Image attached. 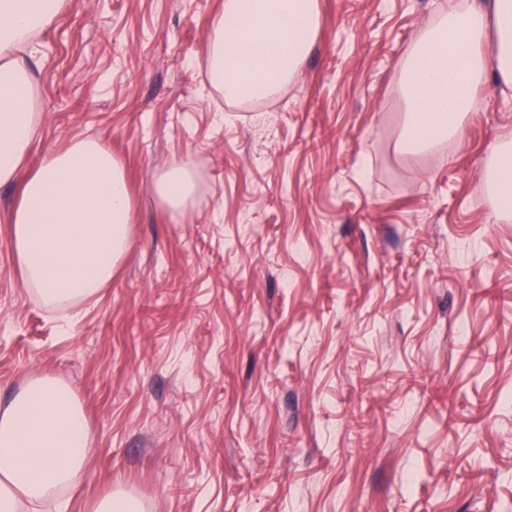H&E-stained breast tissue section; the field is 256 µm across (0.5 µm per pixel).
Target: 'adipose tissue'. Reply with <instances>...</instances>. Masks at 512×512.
I'll list each match as a JSON object with an SVG mask.
<instances>
[{
  "mask_svg": "<svg viewBox=\"0 0 512 512\" xmlns=\"http://www.w3.org/2000/svg\"><path fill=\"white\" fill-rule=\"evenodd\" d=\"M72 0H0V188L14 189L9 244L27 287L48 308L93 297L131 248L134 201L125 168L102 141L73 140L30 163L41 88L33 61L41 33ZM318 0H224L210 26L204 69L229 103L260 101L288 85L319 29ZM512 87V0L485 6L448 0L440 23L412 44L397 89L410 106L399 149L416 154L459 137L474 90L486 79ZM493 203L512 211V142L495 146ZM153 191L169 220L193 207L191 162L157 174ZM89 422L66 381L44 374L0 399V512H68L82 477Z\"/></svg>",
  "mask_w": 512,
  "mask_h": 512,
  "instance_id": "adipose-tissue-1",
  "label": "adipose tissue"
}]
</instances>
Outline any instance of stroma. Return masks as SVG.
Listing matches in <instances>:
<instances>
[{"label": "stroma", "mask_w": 512, "mask_h": 512, "mask_svg": "<svg viewBox=\"0 0 512 512\" xmlns=\"http://www.w3.org/2000/svg\"><path fill=\"white\" fill-rule=\"evenodd\" d=\"M224 0H78L37 54L33 157L99 138L132 249L88 301L39 304L0 188V399L48 373L92 449L70 512H512V217L487 184L512 95L477 89L451 151L398 152L393 83L445 0H319L316 40L259 103L203 85ZM193 163L182 224L155 176ZM89 512H145L143 503L123 492H109L94 500Z\"/></svg>", "instance_id": "1"}]
</instances>
